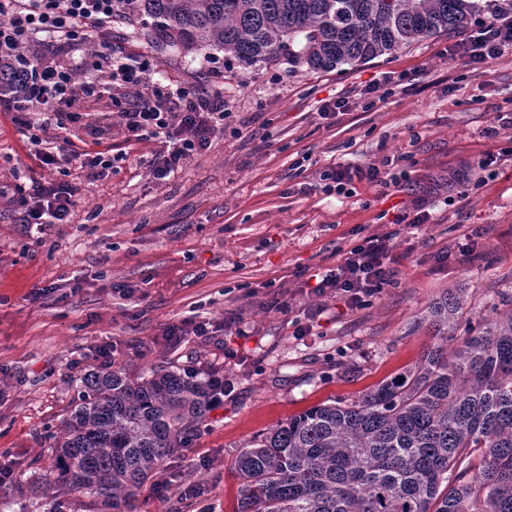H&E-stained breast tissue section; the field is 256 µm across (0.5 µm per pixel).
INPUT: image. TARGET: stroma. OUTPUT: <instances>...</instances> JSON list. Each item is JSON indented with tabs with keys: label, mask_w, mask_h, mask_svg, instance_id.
<instances>
[{
	"label": "stroma",
	"mask_w": 512,
	"mask_h": 512,
	"mask_svg": "<svg viewBox=\"0 0 512 512\" xmlns=\"http://www.w3.org/2000/svg\"><path fill=\"white\" fill-rule=\"evenodd\" d=\"M111 42L151 56L175 84L223 91L229 116L223 136L157 182L150 144L108 129L111 100H82L87 150L108 143L122 158L104 178L73 169L71 223L38 235L20 223L12 186L16 173H50L0 112V512H104L91 495L43 485L71 382L93 368L172 365L221 370L234 389L125 512H235L234 460L255 434L413 366L445 290L465 291L461 338L512 298V128L497 121L512 114V49L474 72L441 35L313 72L173 51L124 21ZM328 100L345 106L321 115ZM488 153L492 173L477 166ZM339 165L352 176L341 193L322 178ZM372 167L381 183L368 181ZM418 204L430 223L411 233L388 223ZM386 233L393 276L379 294L352 310L315 293L348 249ZM276 299L289 314L270 309ZM235 316L245 335L225 329ZM190 322L217 332L168 335Z\"/></svg>",
	"instance_id": "obj_1"
}]
</instances>
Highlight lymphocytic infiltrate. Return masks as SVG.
<instances>
[{
  "label": "lymphocytic infiltrate",
  "instance_id": "1",
  "mask_svg": "<svg viewBox=\"0 0 512 512\" xmlns=\"http://www.w3.org/2000/svg\"><path fill=\"white\" fill-rule=\"evenodd\" d=\"M118 12L116 0H0V65L24 72L20 93L1 99L0 108L12 112L14 122L28 132L40 164L56 167L60 159L43 149V126L36 115L53 113L58 128L72 129L82 120L72 109L80 97L108 96L127 140L154 143L148 168L155 181L163 182L223 133L224 99L156 80V66L149 57L133 63L110 49L99 52L92 63L93 69L105 74L104 83L78 81L74 70L58 60V53L81 45L89 34L109 33ZM39 35L57 52L28 59V46ZM509 47L512 5L478 23L473 34L450 47L449 54L477 70ZM130 88L136 91L132 100L125 97ZM15 193L23 209L22 223L39 232L68 223L76 205L73 189L62 183L23 180ZM390 253L389 237L364 239L321 276L317 293H334L352 309L361 306L391 277Z\"/></svg>",
  "mask_w": 512,
  "mask_h": 512
}]
</instances>
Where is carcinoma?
<instances>
[{
  "instance_id": "cac0c4a2",
  "label": "carcinoma",
  "mask_w": 512,
  "mask_h": 512,
  "mask_svg": "<svg viewBox=\"0 0 512 512\" xmlns=\"http://www.w3.org/2000/svg\"><path fill=\"white\" fill-rule=\"evenodd\" d=\"M121 16L177 47L248 65L354 66L465 30L487 0H118ZM23 78L0 68V94ZM462 290L428 311L437 342L351 403L315 406L236 457L237 512H512V308L454 340ZM46 484L114 512L186 447L212 410L210 377L171 366L75 380Z\"/></svg>"
}]
</instances>
